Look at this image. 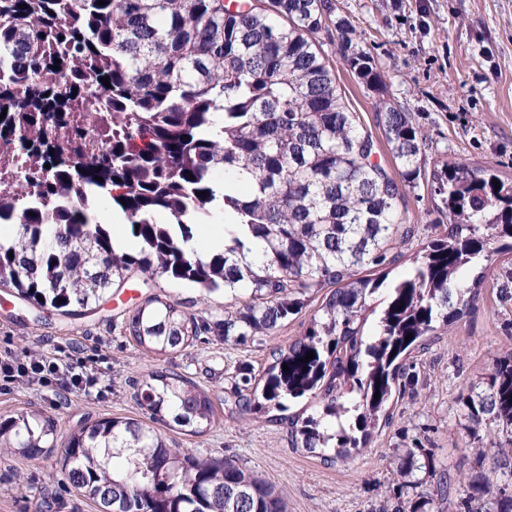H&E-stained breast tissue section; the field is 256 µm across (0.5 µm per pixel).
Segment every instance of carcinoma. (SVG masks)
<instances>
[{"label":"carcinoma","mask_w":512,"mask_h":512,"mask_svg":"<svg viewBox=\"0 0 512 512\" xmlns=\"http://www.w3.org/2000/svg\"><path fill=\"white\" fill-rule=\"evenodd\" d=\"M325 8V0H239L234 8L224 0H0V183L27 188L0 193L12 201L0 226L24 229L19 246L0 242V282L64 312L137 272L146 283L165 276L248 290L213 324L157 295L144 300L125 330L155 353L207 333L268 336L330 288L304 335L273 351L261 396L239 391L235 406L247 414L313 398L312 414L280 421L292 447L332 464L366 447L389 419L406 358L474 305L484 276L469 282L460 269L485 270L512 252V182L500 179L497 190L499 175L464 162L427 168L425 135L390 102L379 112L397 171L373 161L376 141L312 38ZM336 29L342 62L381 89L378 62L351 24L340 19ZM401 183L431 187L448 231L420 244L400 278H357L359 268L395 262L394 242L412 237L399 211ZM102 203L138 227L137 253L115 249L95 219ZM216 209L224 251L204 259L188 218ZM158 213L172 223H158ZM382 291L368 330L375 308L367 300ZM310 351L315 357L301 361ZM133 389L156 420L169 416L194 434L214 423L209 395L176 372L152 370ZM459 412L512 445V355L468 387ZM55 433L52 419L21 411L0 422V455L19 446L34 458ZM60 472L99 512H288L273 485L234 460L172 448L134 419L104 418L71 434ZM398 473L426 485L437 469L429 459ZM469 488L487 512H512L508 486L480 474ZM435 494H447L444 482L408 511L378 512H428Z\"/></svg>","instance_id":"cac0c4a2"}]
</instances>
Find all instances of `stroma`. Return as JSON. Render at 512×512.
<instances>
[{
  "label": "stroma",
  "mask_w": 512,
  "mask_h": 512,
  "mask_svg": "<svg viewBox=\"0 0 512 512\" xmlns=\"http://www.w3.org/2000/svg\"><path fill=\"white\" fill-rule=\"evenodd\" d=\"M332 18L347 19L360 45L378 61L383 91L368 90L339 61L335 27L314 41L332 63L351 111L371 131L387 167L395 161L378 125L379 106L389 100L410 112L427 138L428 164L461 160L512 177V0H329ZM399 209L413 240L396 244L399 260L389 268L398 278L411 266L418 243L438 234L442 215L434 210L430 188L404 190ZM180 302L191 315L223 319L232 297L198 286L158 278L155 289L132 276L97 303L65 314L19 298L0 287V350L38 355L61 351L67 361L96 356L100 371L94 393L65 390L58 384L22 382L0 389V419L18 411L52 417L58 441L83 424L105 417H131L165 436L169 444L191 449L203 458L226 457L245 471L273 484L288 512H377L382 503L410 505L420 491L397 476V464L409 454L434 458L450 485L449 496L434 502L435 512H464L467 482L491 472L480 453L488 449L485 428L459 418L457 400L469 384L486 377L496 358L512 352V254L498 256L487 273L474 310L438 329L429 349L405 362L406 389L393 406L390 425L374 433L366 448L344 463H326L291 447L283 428L266 416L241 417L235 394L242 389L243 367L261 376L277 347L302 336L322 300L307 306L271 336L223 342L207 335L189 346L157 354L128 335L129 311L146 297ZM168 369L205 390L216 419L201 434L153 420L133 398V383L147 371ZM60 452L35 459L0 458V512H36L48 498L51 512H98L74 488L60 481Z\"/></svg>",
  "instance_id": "obj_1"
}]
</instances>
